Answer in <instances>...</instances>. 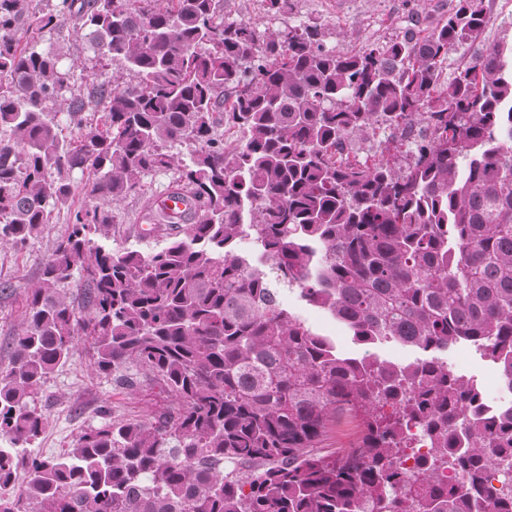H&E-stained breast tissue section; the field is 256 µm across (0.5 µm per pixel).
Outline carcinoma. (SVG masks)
Here are the masks:
<instances>
[{"instance_id":"cac0c4a2","label":"carcinoma","mask_w":512,"mask_h":512,"mask_svg":"<svg viewBox=\"0 0 512 512\" xmlns=\"http://www.w3.org/2000/svg\"><path fill=\"white\" fill-rule=\"evenodd\" d=\"M31 2L0 0V243L23 249L61 208L70 228L0 366V512H512V405L486 413L438 357L466 343L512 390V74L486 45L439 82L489 23L484 0H454L420 43L346 54L316 24L261 39L224 21L221 0ZM63 31L87 32L136 82L75 92L40 48ZM226 124L242 133L229 146ZM381 125L426 134L371 164L342 158ZM173 168L143 208L159 248H108L111 212L72 208L75 171L117 203ZM246 231L266 267L240 252ZM74 272L77 297L62 288ZM279 283L363 347L430 357L342 355L280 304ZM80 341L97 375L129 392L148 381L167 406L107 413L43 456L37 401ZM338 414L360 438L325 454ZM417 424L431 453L406 472ZM381 358L398 364H406L424 355L414 349L403 347L395 343H385L374 350Z\"/></svg>"}]
</instances>
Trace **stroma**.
Returning <instances> with one entry per match:
<instances>
[{"instance_id":"obj_1","label":"stroma","mask_w":512,"mask_h":512,"mask_svg":"<svg viewBox=\"0 0 512 512\" xmlns=\"http://www.w3.org/2000/svg\"><path fill=\"white\" fill-rule=\"evenodd\" d=\"M224 18L244 22L259 35L287 29L291 25L315 22L323 28L324 42L340 52H355L376 40L403 35H424L448 15L451 0H291V8L282 19H274L261 0H223ZM490 23L481 35L483 45L512 46V0H485ZM61 55V66L72 85H80L85 76L96 73L104 77L120 75L124 83L134 80L121 61L107 62L94 56L87 39L64 40L57 36L46 39ZM179 175L172 169L145 177L141 190L113 204V248L148 249L152 243L140 239L138 224L145 199L162 190ZM68 210L54 213L26 250L16 252L0 245V282L14 288L9 300H0V364L11 358L10 342L24 322V291L38 278L40 269L54 245L68 231ZM281 301L308 326L328 336L338 348L357 352L347 328L323 309L301 301L294 288H282ZM39 403L47 416L38 448L50 456L63 451L73 437L89 426L98 424L102 409L113 416L145 420L164 407V400L150 385H143L137 394H128L105 377L95 375L91 353L78 346L68 362L50 376L43 387Z\"/></svg>"}]
</instances>
